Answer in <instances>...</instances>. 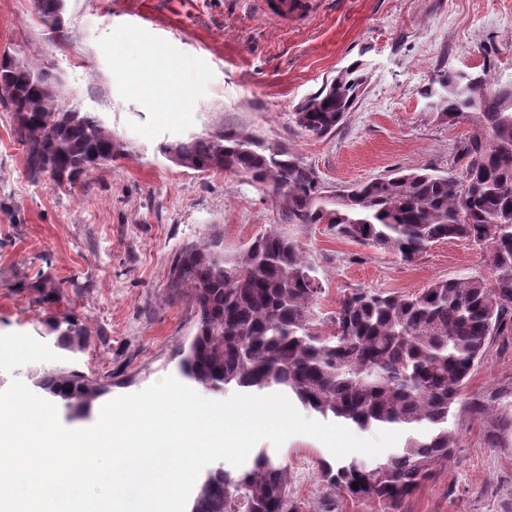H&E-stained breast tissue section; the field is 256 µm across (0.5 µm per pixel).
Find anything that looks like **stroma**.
Masks as SVG:
<instances>
[{"label":"stroma","instance_id":"obj_1","mask_svg":"<svg viewBox=\"0 0 512 512\" xmlns=\"http://www.w3.org/2000/svg\"><path fill=\"white\" fill-rule=\"evenodd\" d=\"M4 50L49 68L66 103L99 115L125 152L74 181L32 180L12 114L0 106V391L71 364L111 377L118 397L177 375L195 333L189 289L169 286L175 254L211 240L233 255L278 218L262 189L176 166L160 145L246 129L286 145L333 188L446 168L473 127L442 120L421 91L444 70L512 82V0H306L285 21L262 13L258 0H65L56 27L37 19L33 0H0ZM355 60L367 81L351 112L326 137L303 136L293 112ZM155 82L168 112L143 91ZM287 231L317 269L323 331L351 290L412 294L487 271L486 250L464 240L406 263L324 224ZM58 314L86 326V350L56 348L45 322ZM505 415L512 342L497 340L456 407L458 447L398 512H512V428L488 439ZM258 447L286 466L303 512H376L326 484L321 464L333 456L319 440Z\"/></svg>","mask_w":512,"mask_h":512}]
</instances>
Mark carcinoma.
Here are the masks:
<instances>
[{
	"instance_id": "obj_1",
	"label": "carcinoma",
	"mask_w": 512,
	"mask_h": 512,
	"mask_svg": "<svg viewBox=\"0 0 512 512\" xmlns=\"http://www.w3.org/2000/svg\"><path fill=\"white\" fill-rule=\"evenodd\" d=\"M365 75L355 61L294 112L308 137L322 138L353 107ZM29 174H87L123 151L91 112L68 107L57 77L23 59H0V84ZM449 122L473 121L446 170L410 169L349 189L325 186L318 172L281 143L226 129L160 146L197 172H225L270 193L279 223L231 258L218 245H184L170 287L190 289L196 331L181 353V376L213 394L230 388L284 393L306 410L360 429L394 426L401 447L368 465L322 463L332 488L368 498L381 512L399 504L448 458L449 427L461 390L490 341L512 335V83L442 71L424 90ZM326 224L337 235L411 262L434 243L465 239L489 251L488 274L440 280L412 295L354 290L337 302L332 329L317 330L322 285L285 225ZM69 353L91 343L73 316L50 324ZM38 388L73 420L89 417L111 383L76 368L36 374ZM358 487H352V483ZM190 512H299L287 467L260 452L232 473L208 471Z\"/></svg>"
}]
</instances>
